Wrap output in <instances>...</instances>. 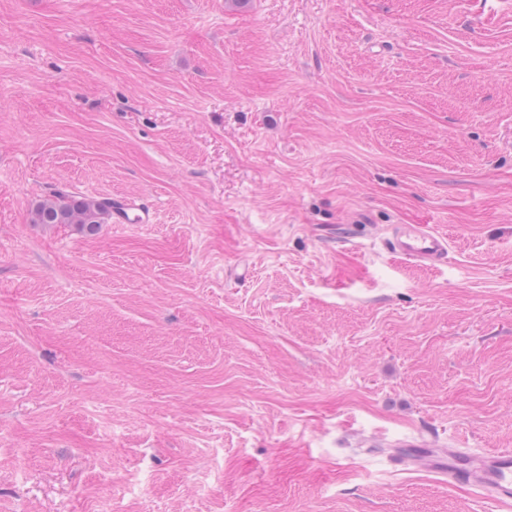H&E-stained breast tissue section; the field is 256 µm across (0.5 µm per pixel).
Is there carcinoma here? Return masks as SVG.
<instances>
[{
  "label": "carcinoma",
  "mask_w": 512,
  "mask_h": 512,
  "mask_svg": "<svg viewBox=\"0 0 512 512\" xmlns=\"http://www.w3.org/2000/svg\"><path fill=\"white\" fill-rule=\"evenodd\" d=\"M112 216V199L83 198L69 194L38 204L33 210L35 224H73L88 236L97 233L99 225Z\"/></svg>",
  "instance_id": "1"
}]
</instances>
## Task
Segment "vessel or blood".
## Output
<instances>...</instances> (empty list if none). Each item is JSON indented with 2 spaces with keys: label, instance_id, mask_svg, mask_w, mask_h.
Returning <instances> with one entry per match:
<instances>
[{
  "label": "vessel or blood",
  "instance_id": "b4317fda",
  "mask_svg": "<svg viewBox=\"0 0 512 512\" xmlns=\"http://www.w3.org/2000/svg\"><path fill=\"white\" fill-rule=\"evenodd\" d=\"M112 220L117 224H147L149 208L132 201L117 200L112 205ZM386 250L395 256L443 265L448 255L446 236L426 225H399L385 238ZM396 467L409 465L434 472L449 482L474 488L484 498L496 503H512V450L472 455L457 450L446 453L424 447L422 442L404 444L391 459Z\"/></svg>",
  "mask_w": 512,
  "mask_h": 512
}]
</instances>
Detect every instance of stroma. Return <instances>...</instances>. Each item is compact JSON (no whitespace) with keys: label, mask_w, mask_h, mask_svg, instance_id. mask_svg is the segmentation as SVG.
<instances>
[{"label":"stroma","mask_w":512,"mask_h":512,"mask_svg":"<svg viewBox=\"0 0 512 512\" xmlns=\"http://www.w3.org/2000/svg\"><path fill=\"white\" fill-rule=\"evenodd\" d=\"M415 440L512 448V7L0 0V512H506ZM38 204L33 210L32 221L36 224H74L88 236L95 235L99 224L109 217L116 224H148L149 208L127 200L112 198H83L69 194ZM384 246L392 255L427 262L430 267L443 265L448 255L447 237L423 224L395 226Z\"/></svg>","instance_id":"1"}]
</instances>
